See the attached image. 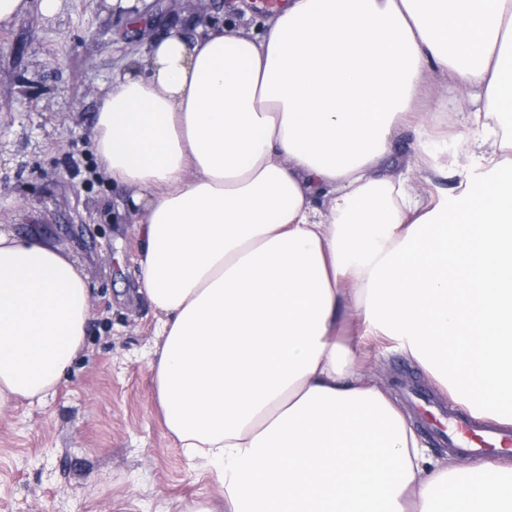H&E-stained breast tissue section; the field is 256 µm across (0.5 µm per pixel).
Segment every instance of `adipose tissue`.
<instances>
[{
	"mask_svg": "<svg viewBox=\"0 0 512 512\" xmlns=\"http://www.w3.org/2000/svg\"><path fill=\"white\" fill-rule=\"evenodd\" d=\"M428 71L486 131L457 136L480 159L458 196L384 167ZM510 73L512 0H288L260 34L176 28L113 76L94 150L142 213L157 399L224 512H512V475L460 480L343 334L358 317L512 424ZM89 317L76 260L0 229V409L51 392Z\"/></svg>",
	"mask_w": 512,
	"mask_h": 512,
	"instance_id": "ef3b65f1",
	"label": "adipose tissue"
}]
</instances>
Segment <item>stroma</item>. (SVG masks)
<instances>
[{"mask_svg": "<svg viewBox=\"0 0 512 512\" xmlns=\"http://www.w3.org/2000/svg\"><path fill=\"white\" fill-rule=\"evenodd\" d=\"M145 7L151 30L138 41L124 38V17L100 0H60L51 16L31 0L0 31V229L39 235L73 256L91 303L85 345L55 390L0 411V512H184L224 500L219 470L186 457L164 424L150 368L158 313L137 291L139 217L128 188L100 175L94 152L113 74L132 59L148 67L153 41L196 17L191 0ZM422 94L425 126L463 119L465 99L435 74L424 76ZM417 155L442 170L433 182L417 180L423 192L459 194L477 172L452 134L413 129L395 138L388 171ZM363 346L373 379L404 415L409 388L452 403L395 341L371 333Z\"/></svg>", "mask_w": 512, "mask_h": 512, "instance_id": "obj_1", "label": "stroma"}]
</instances>
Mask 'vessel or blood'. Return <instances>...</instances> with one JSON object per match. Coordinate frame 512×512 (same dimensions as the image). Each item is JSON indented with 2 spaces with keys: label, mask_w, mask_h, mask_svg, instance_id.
<instances>
[{
  "label": "vessel or blood",
  "mask_w": 512,
  "mask_h": 512,
  "mask_svg": "<svg viewBox=\"0 0 512 512\" xmlns=\"http://www.w3.org/2000/svg\"><path fill=\"white\" fill-rule=\"evenodd\" d=\"M421 412L440 441L463 457L483 459L512 449V428L495 420L447 412L436 405L422 407Z\"/></svg>",
  "instance_id": "b4317fda"
}]
</instances>
